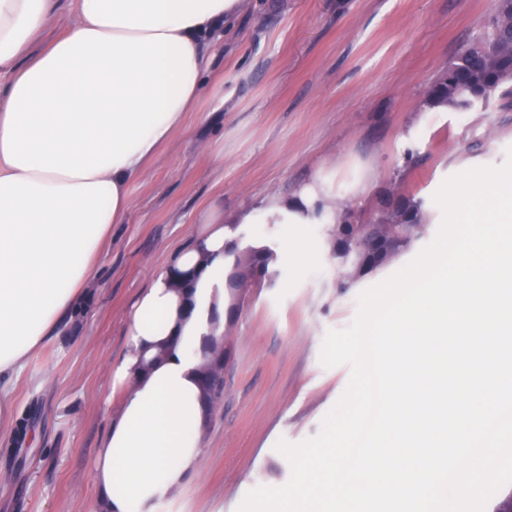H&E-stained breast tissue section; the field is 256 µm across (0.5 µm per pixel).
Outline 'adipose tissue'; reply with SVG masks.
Listing matches in <instances>:
<instances>
[{"mask_svg": "<svg viewBox=\"0 0 512 512\" xmlns=\"http://www.w3.org/2000/svg\"><path fill=\"white\" fill-rule=\"evenodd\" d=\"M0 0V375L20 371L82 307L98 257L131 208L130 185L185 128L207 51L242 0ZM269 218L317 224L316 188L267 199ZM237 225L212 214L135 303L94 462L97 512H156L198 471L211 417L204 346L224 333V251Z\"/></svg>", "mask_w": 512, "mask_h": 512, "instance_id": "ef3b65f1", "label": "adipose tissue"}]
</instances>
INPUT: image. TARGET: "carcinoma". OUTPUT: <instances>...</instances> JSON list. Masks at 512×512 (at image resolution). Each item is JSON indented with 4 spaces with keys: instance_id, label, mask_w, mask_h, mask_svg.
I'll list each match as a JSON object with an SVG mask.
<instances>
[{
    "instance_id": "1",
    "label": "carcinoma",
    "mask_w": 512,
    "mask_h": 512,
    "mask_svg": "<svg viewBox=\"0 0 512 512\" xmlns=\"http://www.w3.org/2000/svg\"><path fill=\"white\" fill-rule=\"evenodd\" d=\"M512 50V0H497L496 10L487 20L484 32L466 48L457 53L448 66L431 82L426 94V104L437 109L443 107L455 112H467L479 93L492 97L506 84L512 82L509 73L497 74L499 63L494 49ZM423 202L405 195L390 200L382 208L374 210V232L387 244L378 251L368 252V247L355 240L351 248L355 253L346 260L347 274L360 279L380 270L406 252L424 225L421 224ZM332 239V255L339 259L341 242L350 234L348 226L333 224L328 228ZM229 259L227 279L244 278L257 274L260 281L275 275V252L268 247L249 246L240 251L235 247L225 251ZM202 387L208 404L220 400L224 384L211 380L208 369L202 372Z\"/></svg>"
}]
</instances>
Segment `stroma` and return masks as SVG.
Segmentation results:
<instances>
[{"label":"stroma","instance_id":"obj_1","mask_svg":"<svg viewBox=\"0 0 512 512\" xmlns=\"http://www.w3.org/2000/svg\"><path fill=\"white\" fill-rule=\"evenodd\" d=\"M187 130L174 134L130 188L126 223L98 260L85 312L47 337L20 374L0 381L16 404L27 453L0 441V512H94L93 464L119 395L110 368L124 353L137 294L211 211L232 218L314 184L362 218L397 184L428 221L387 267L350 279L321 224L243 225L274 250V285L250 289L224 333V395L193 479L157 512H238L259 486L290 478L279 440L317 436L351 368L324 366L328 331L348 327L359 294L404 267L436 236L433 196L448 177L498 166L512 146V95L468 112L426 106L429 83L493 14L496 0H244ZM308 244L289 249L288 239Z\"/></svg>","mask_w":512,"mask_h":512}]
</instances>
